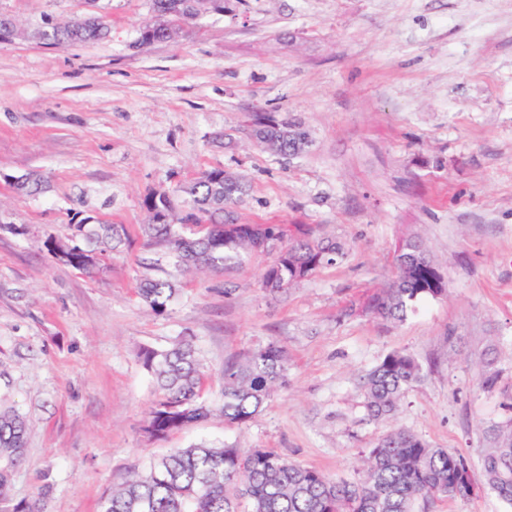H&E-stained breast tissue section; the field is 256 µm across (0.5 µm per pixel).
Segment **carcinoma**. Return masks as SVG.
I'll return each mask as SVG.
<instances>
[{"label": "carcinoma", "mask_w": 512, "mask_h": 512, "mask_svg": "<svg viewBox=\"0 0 512 512\" xmlns=\"http://www.w3.org/2000/svg\"><path fill=\"white\" fill-rule=\"evenodd\" d=\"M152 9L170 13L184 27L200 18V9L221 13L224 0H151ZM57 46L90 43L107 37L104 17L77 29L67 20H42ZM291 126L297 136L308 131L297 123L258 112L253 136L258 146ZM246 179L229 170L211 169L172 191L151 192L143 199L148 221L140 225L147 244L162 245L183 270L222 271L251 252H270L272 263L261 288L282 295L344 255L341 243L314 240L301 228L288 235L281 224H241L232 217L247 194ZM79 247L103 254L98 246L117 247L125 230L117 224H89L83 218L70 225ZM433 263L422 242L406 239L395 259L388 284L370 296L364 311L402 321L416 304L441 292L429 287ZM137 293L143 305L161 314L177 288L167 279L146 278ZM140 358L156 384L145 433L160 439L206 419L212 406L203 398V375L192 344L186 340L163 350L147 348ZM288 368L285 349L275 342L224 367V388L218 410L229 424H246L262 410L282 385ZM423 378L413 356L391 351L363 378L365 408L371 420L397 412L407 390ZM480 472L468 460L444 448H434L419 436L397 430L382 437L365 453L361 475L354 481L335 480L315 469L283 458L267 448L242 453L225 445L200 443L178 448L141 471L112 485L101 501V512H414L418 500L456 499L471 481L512 507V417L485 430ZM26 422L12 409H0V501L7 499L14 465L26 450Z\"/></svg>", "instance_id": "1"}]
</instances>
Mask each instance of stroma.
<instances>
[{"mask_svg":"<svg viewBox=\"0 0 512 512\" xmlns=\"http://www.w3.org/2000/svg\"><path fill=\"white\" fill-rule=\"evenodd\" d=\"M100 5L104 40L0 45V406L27 426L0 512L37 497L43 512H100L129 471L201 442L353 479L363 452L404 429L478 466L486 425L512 416V0H224L223 14L143 48L149 0ZM85 10L0 0V15L28 24ZM257 112L300 121L310 145L294 157L253 147ZM215 168L247 179L243 219L304 225L344 256L282 297L260 289L266 253L176 269L143 242L142 200ZM32 172L46 191L17 196L11 178ZM80 215L128 234L91 274L45 247ZM407 238L425 244L445 294L401 322L365 314ZM146 276L178 288L163 314L138 297ZM180 339L211 402L225 364L272 341L285 381L248 425L216 412L150 438L156 391L139 354ZM395 350L424 378L373 421L360 383ZM424 512L512 508L483 490Z\"/></svg>","mask_w":512,"mask_h":512,"instance_id":"1","label":"stroma"}]
</instances>
